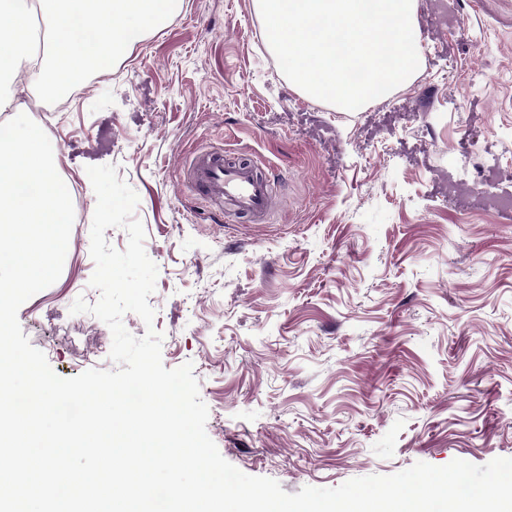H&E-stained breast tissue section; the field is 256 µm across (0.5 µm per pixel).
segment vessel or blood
Instances as JSON below:
<instances>
[{"instance_id": "b4317fda", "label": "vessel or blood", "mask_w": 512, "mask_h": 512, "mask_svg": "<svg viewBox=\"0 0 512 512\" xmlns=\"http://www.w3.org/2000/svg\"><path fill=\"white\" fill-rule=\"evenodd\" d=\"M186 180L205 199L220 204V211L213 215L217 221L231 213L261 224L275 205L271 185L259 175L255 161L225 157L223 148L217 146H205L193 153L186 166Z\"/></svg>"}]
</instances>
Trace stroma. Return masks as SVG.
Here are the masks:
<instances>
[{"mask_svg": "<svg viewBox=\"0 0 512 512\" xmlns=\"http://www.w3.org/2000/svg\"><path fill=\"white\" fill-rule=\"evenodd\" d=\"M419 73L360 112L281 72L256 0H182L104 82L30 102L78 184L60 278L18 321L54 373L111 370L89 282L90 165L138 195L162 362L192 363L206 432L289 493L418 462L512 458V0H417ZM272 163L265 224L218 223L175 166Z\"/></svg>", "mask_w": 512, "mask_h": 512, "instance_id": "obj_1", "label": "stroma"}]
</instances>
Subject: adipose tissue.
Instances as JSON below:
<instances>
[{
  "label": "adipose tissue",
  "mask_w": 512,
  "mask_h": 512,
  "mask_svg": "<svg viewBox=\"0 0 512 512\" xmlns=\"http://www.w3.org/2000/svg\"><path fill=\"white\" fill-rule=\"evenodd\" d=\"M175 0H0V75L15 89L0 97L10 112L0 127V269L11 289L29 288L54 274L63 246L60 225L72 221V200L60 179L59 154L41 127L24 126L28 93L83 82L122 55L132 33L163 23ZM51 20L54 49L40 51L37 17Z\"/></svg>",
  "instance_id": "adipose-tissue-1"
}]
</instances>
